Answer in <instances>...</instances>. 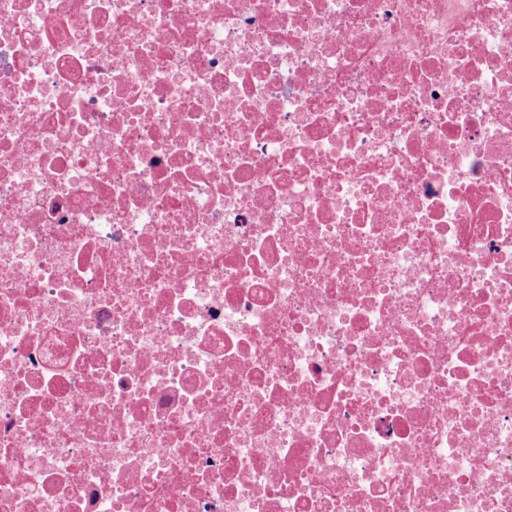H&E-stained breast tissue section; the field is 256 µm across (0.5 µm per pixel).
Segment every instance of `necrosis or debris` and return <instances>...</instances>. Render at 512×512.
I'll list each match as a JSON object with an SVG mask.
<instances>
[{"mask_svg":"<svg viewBox=\"0 0 512 512\" xmlns=\"http://www.w3.org/2000/svg\"><path fill=\"white\" fill-rule=\"evenodd\" d=\"M0 512H512V0H0Z\"/></svg>","mask_w":512,"mask_h":512,"instance_id":"necrosis-or-debris-1","label":"necrosis or debris"}]
</instances>
